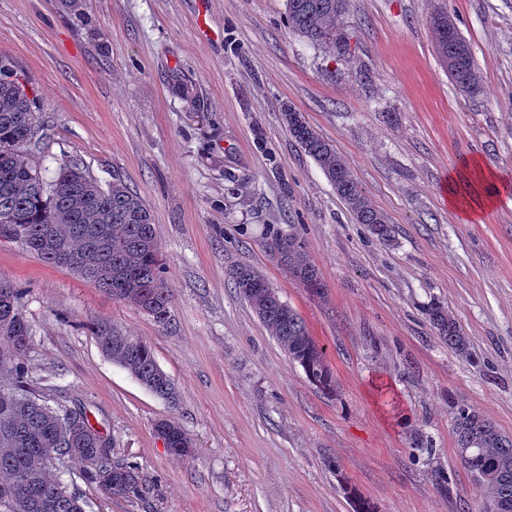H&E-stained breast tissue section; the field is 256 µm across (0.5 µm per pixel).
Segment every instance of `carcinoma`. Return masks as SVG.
I'll return each instance as SVG.
<instances>
[{
  "mask_svg": "<svg viewBox=\"0 0 512 512\" xmlns=\"http://www.w3.org/2000/svg\"><path fill=\"white\" fill-rule=\"evenodd\" d=\"M285 2L291 34L329 54L346 53L342 28L349 0ZM429 24L448 79L462 94L479 95L482 76L472 46L454 18L440 11ZM43 111L41 100L27 92L14 64L0 55V227H9L6 238L44 263L93 282L117 302L150 309L155 323L168 325L171 294L164 283V259L149 206L121 179L104 187L76 161L60 165L45 178L30 152V146L43 140L44 122L28 126L29 116ZM282 118L355 222L377 240L391 241L388 216L372 205L336 147L302 113L288 108ZM271 244L276 246L274 258L290 278L314 296L325 297V286L298 234L276 232ZM228 277L289 361L299 365L321 392L335 393L336 378L323 347L263 274L249 265H235ZM22 296L16 286L0 281V375L12 379L11 387L0 385V496L12 495L9 505L0 504V512H86L78 488L55 493L52 452L78 466L76 476L85 486L111 497L140 499L143 485L137 467L115 457L109 436L110 450H101L99 431L90 424L85 407H70L74 417L83 418V425L65 429L61 407L50 406L26 388L33 331L22 310ZM425 314L449 348L467 355L468 337L448 307L433 302ZM93 335L101 353L147 390L170 403L178 400L174 382L160 369L150 346L107 321L96 323ZM157 426L172 436V454L191 453V438L177 420L163 419ZM453 434L461 464L483 488L486 512H512V435L466 406L454 415Z\"/></svg>",
  "mask_w": 512,
  "mask_h": 512,
  "instance_id": "cac0c4a2",
  "label": "carcinoma"
}]
</instances>
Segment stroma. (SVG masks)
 <instances>
[{"label": "stroma", "mask_w": 512, "mask_h": 512, "mask_svg": "<svg viewBox=\"0 0 512 512\" xmlns=\"http://www.w3.org/2000/svg\"><path fill=\"white\" fill-rule=\"evenodd\" d=\"M438 7L473 47L478 97L439 64L428 25ZM343 36L342 56L299 40L284 0H88L77 11L0 0V55L46 109L34 164L77 160L136 191L172 295L164 328L0 239V280L24 289L34 331L32 389L83 405L143 479L133 502L84 488L86 512H353L350 487L374 512H483L452 417L475 408L512 435V0H350ZM288 107L345 157L387 214L391 244L354 221L291 137ZM465 159L507 185L470 216L447 198ZM270 229L305 240L325 298L277 264ZM236 264L302 317L335 394L308 382L231 288ZM434 300L469 357L431 329ZM95 320L146 342L178 401L105 357ZM165 418L188 432L191 456L167 452L154 429Z\"/></svg>", "instance_id": "1"}]
</instances>
